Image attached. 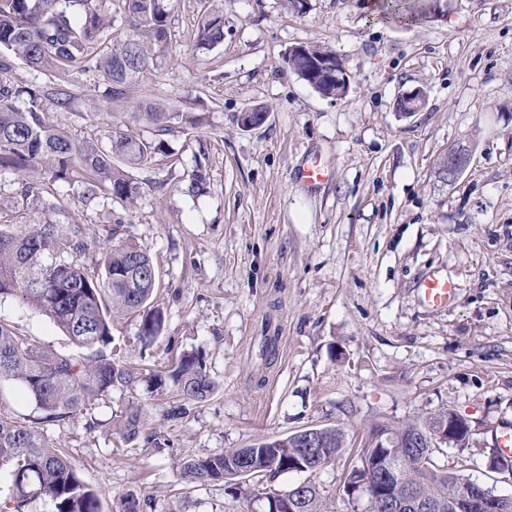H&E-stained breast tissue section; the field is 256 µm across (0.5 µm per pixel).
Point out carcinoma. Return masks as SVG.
Masks as SVG:
<instances>
[{
    "mask_svg": "<svg viewBox=\"0 0 512 512\" xmlns=\"http://www.w3.org/2000/svg\"><path fill=\"white\" fill-rule=\"evenodd\" d=\"M111 10L103 0H0V171L19 177L20 200L14 210L0 213V298H14L47 316L82 350L79 357L42 351L27 337L0 323V382L19 385L51 422L73 418L112 388L135 381L134 372L114 353V315L141 318L137 340L147 347L160 335L164 314L151 308L158 283V269L149 253L120 237L119 228L107 227L105 241L89 235L76 223L59 200L43 197L37 182L30 180L35 166L54 181H71L80 175L79 187L87 201L99 198L132 202L149 191L161 190L160 181L140 182L131 168L152 165L166 151L165 140L136 137L130 125H142L162 135L172 129L178 113L152 101L136 104L123 119L109 124L104 138L81 145L46 123L43 101L53 99L62 107L77 96L70 84L44 90L15 83L13 70L20 61L36 72L68 73L74 69L98 84L106 85L105 103L125 98L127 89L146 72L155 49L171 38V0H115ZM436 0H410L408 9L398 5L389 16L405 24L431 16ZM126 31L115 36L116 24ZM224 42V9L214 4L198 21L196 46L211 50ZM101 250L99 268L84 263L92 250ZM167 384L176 389L182 404L168 417L178 420L188 406L206 401L215 382L195 355L182 356L172 368L158 372L149 387L156 391ZM142 408L131 405L116 424L126 443L139 439L160 449L162 435L144 433ZM450 417L443 409L401 425L377 423L390 436L387 448L355 450L357 460L346 475L344 493L363 499L370 512H395V501L406 491L426 502L448 501L459 496L463 485L478 481L441 468L436 461L444 448H410L412 438L430 436V423ZM313 431L318 447L309 448L304 438L279 448L260 440L241 460L237 448L224 454L191 458L182 462L180 476L187 483L225 481L229 495L243 487L224 479V472L242 464L253 479L270 483L288 473L312 474L347 452L348 429L340 425L304 427ZM394 458L401 481L384 480L365 468V460L377 454ZM11 477V498L0 512H25L38 497L53 502L56 512H100L97 491L82 481L69 456L44 435L36 423H23L0 413V472ZM298 512H330L320 487L308 482L293 484Z\"/></svg>",
    "mask_w": 512,
    "mask_h": 512,
    "instance_id": "carcinoma-1",
    "label": "carcinoma"
}]
</instances>
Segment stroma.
<instances>
[{"instance_id": "obj_1", "label": "stroma", "mask_w": 512, "mask_h": 512, "mask_svg": "<svg viewBox=\"0 0 512 512\" xmlns=\"http://www.w3.org/2000/svg\"><path fill=\"white\" fill-rule=\"evenodd\" d=\"M363 2L308 0L298 13L282 0H224V41L206 51L194 41L201 0H174L171 40L129 90L180 115L166 152L134 173L166 180V191L87 204L45 181V198H59L90 233L121 224L158 265L163 331L144 351L139 320L114 318L123 363L147 375L197 353L217 383L175 422L167 413L177 394L148 393L140 380L45 424L97 490L100 512H120L130 493L146 512H267L256 483L240 499L221 482L179 485L182 461L311 425L339 424L358 438L372 423L447 408L470 420L480 448H445L438 464L512 494V475L490 469L486 455L512 433V0H442L438 17L411 26L372 20ZM302 43L343 58L352 75L344 99L322 97L288 68L286 53ZM14 79L81 86L69 108L45 114L74 143L122 117L79 73L20 64ZM417 87L424 107L400 115L397 100ZM260 106L264 123L238 125ZM456 142L472 145V160L448 183L437 165ZM315 155L331 175L309 185L297 172ZM200 162L208 183L196 196L185 187ZM435 272L457 286L437 309L421 296ZM0 322L42 349L76 352L16 299L0 300ZM266 333L278 339L269 365L258 355ZM131 404L168 447L113 437ZM352 464L346 453L314 476L333 512L365 510L343 492Z\"/></svg>"}]
</instances>
